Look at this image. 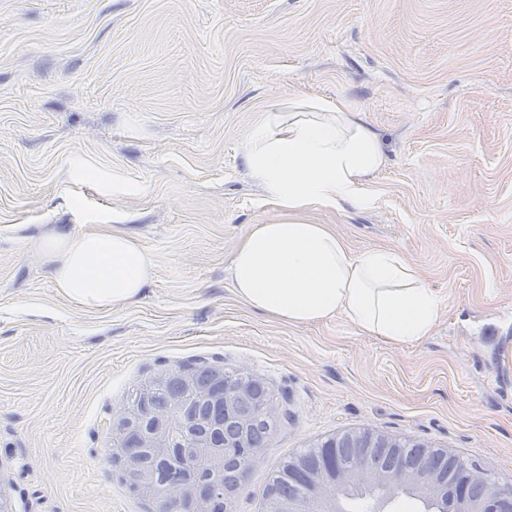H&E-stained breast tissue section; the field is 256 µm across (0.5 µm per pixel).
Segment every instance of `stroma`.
<instances>
[{
  "label": "stroma",
  "instance_id": "1",
  "mask_svg": "<svg viewBox=\"0 0 512 512\" xmlns=\"http://www.w3.org/2000/svg\"><path fill=\"white\" fill-rule=\"evenodd\" d=\"M301 95L381 133L372 206L310 218L413 265L444 299L431 336L237 299L231 255L278 215L243 144ZM62 224L154 253L142 294L60 296L41 242ZM202 364L275 395L232 512H261L284 458L362 428L512 484V0H0V507L159 512L106 459L109 422L141 382Z\"/></svg>",
  "mask_w": 512,
  "mask_h": 512
}]
</instances>
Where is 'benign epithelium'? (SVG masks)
Returning a JSON list of instances; mask_svg holds the SVG:
<instances>
[{"instance_id":"obj_1","label":"benign epithelium","mask_w":512,"mask_h":512,"mask_svg":"<svg viewBox=\"0 0 512 512\" xmlns=\"http://www.w3.org/2000/svg\"><path fill=\"white\" fill-rule=\"evenodd\" d=\"M263 383L235 387L224 370L198 368L169 373L142 392L146 411L122 409L112 417L111 441H121L120 459L130 481H146L170 512H215L233 492L224 485L225 438L244 433L270 408L260 399ZM401 440L363 428L333 435L323 448H351L359 455L392 454ZM197 458L206 468L193 466ZM308 491L286 501L273 499L268 512H342L330 489L380 484L410 488L435 504L436 512H512V492L488 478L487 467L470 462L453 482L415 469L385 473L333 467L322 461L308 472Z\"/></svg>"}]
</instances>
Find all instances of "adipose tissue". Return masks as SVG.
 <instances>
[{
	"label": "adipose tissue",
	"mask_w": 512,
	"mask_h": 512,
	"mask_svg": "<svg viewBox=\"0 0 512 512\" xmlns=\"http://www.w3.org/2000/svg\"><path fill=\"white\" fill-rule=\"evenodd\" d=\"M251 178L279 210L251 225L231 258L233 287L246 307L292 325L347 316L393 345L430 336L441 296L400 254L351 252L318 209L373 202L371 181L387 164L379 133L341 100L314 95L262 113L243 146ZM60 294L104 308L134 300L155 267L137 239L115 229L76 234L61 227L42 243Z\"/></svg>",
	"instance_id": "adipose-tissue-1"
}]
</instances>
